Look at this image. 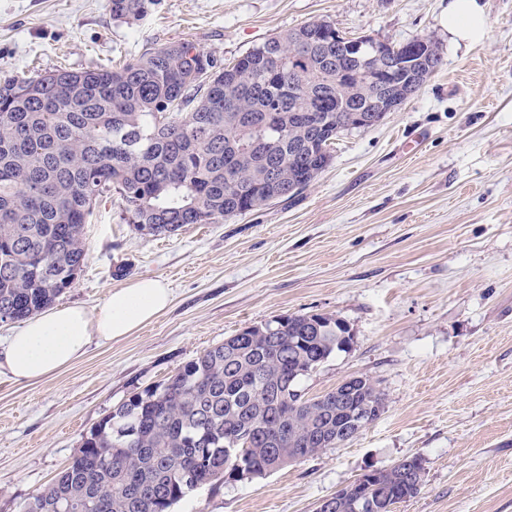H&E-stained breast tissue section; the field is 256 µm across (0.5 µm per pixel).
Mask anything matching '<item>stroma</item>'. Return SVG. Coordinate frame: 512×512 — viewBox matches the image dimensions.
Instances as JSON below:
<instances>
[{
  "instance_id": "35a3bbf8",
  "label": "stroma",
  "mask_w": 512,
  "mask_h": 512,
  "mask_svg": "<svg viewBox=\"0 0 512 512\" xmlns=\"http://www.w3.org/2000/svg\"><path fill=\"white\" fill-rule=\"evenodd\" d=\"M449 0H156L142 20L109 0H0V78L118 69L188 41L229 64L314 20L353 37L440 43L441 69L378 125L343 134L300 194L215 224L145 236L118 198L84 226L85 267L59 298L100 307L141 276L173 291L132 336L91 345L25 384L0 375V512H23L131 392L163 382L243 327L345 319L355 340L303 379L307 396L366 375L385 398L353 439L253 480L202 488L173 512H315L364 473L418 456L425 485L393 512H512V0L455 42ZM128 276H116L118 266Z\"/></svg>"
}]
</instances>
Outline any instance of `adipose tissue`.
<instances>
[{"label": "adipose tissue", "instance_id": "1", "mask_svg": "<svg viewBox=\"0 0 512 512\" xmlns=\"http://www.w3.org/2000/svg\"><path fill=\"white\" fill-rule=\"evenodd\" d=\"M448 33L477 43L487 35L479 0H451ZM172 293L157 277H141L112 290L96 310L78 305L49 308L0 341V374L17 381L50 376L83 357L92 340L112 342L134 334L171 303Z\"/></svg>", "mask_w": 512, "mask_h": 512}]
</instances>
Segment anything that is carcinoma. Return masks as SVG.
Returning a JSON list of instances; mask_svg holds the SVG:
<instances>
[{
  "instance_id": "carcinoma-1",
  "label": "carcinoma",
  "mask_w": 512,
  "mask_h": 512,
  "mask_svg": "<svg viewBox=\"0 0 512 512\" xmlns=\"http://www.w3.org/2000/svg\"><path fill=\"white\" fill-rule=\"evenodd\" d=\"M141 19L153 0H110ZM336 23L280 33L225 65L186 42L149 47L120 70H55L0 80V321L24 320L73 286L87 259L82 230L96 203L119 195L123 220L173 234L305 190L349 131L348 98L368 94L376 52L356 58L329 41L303 57L297 39ZM430 45L426 66L407 50ZM398 77L426 80L443 47L419 37L387 49ZM348 82L336 86V74ZM335 316L294 314L242 328L136 390L86 436L24 512H172L229 476L282 468L281 455L336 446L351 415L336 392L306 397L301 380L345 350ZM384 404L370 378L350 408ZM414 456L364 474L343 512H392L417 496Z\"/></svg>"
}]
</instances>
